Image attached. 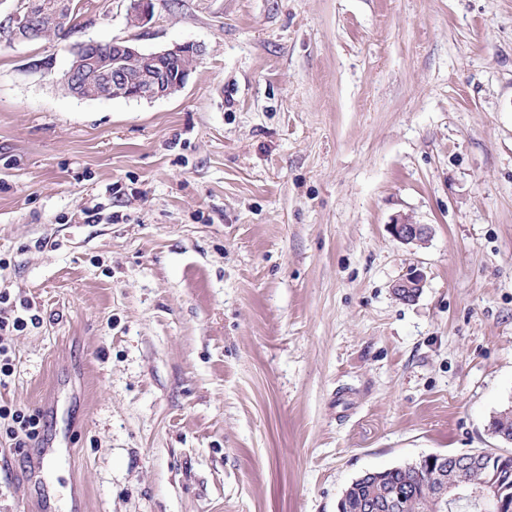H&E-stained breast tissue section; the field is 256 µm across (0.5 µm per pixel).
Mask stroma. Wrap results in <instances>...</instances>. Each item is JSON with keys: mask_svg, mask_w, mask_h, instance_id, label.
I'll return each instance as SVG.
<instances>
[{"mask_svg": "<svg viewBox=\"0 0 512 512\" xmlns=\"http://www.w3.org/2000/svg\"><path fill=\"white\" fill-rule=\"evenodd\" d=\"M155 3L14 42L0 0V289L42 317L0 404L67 450L35 476L0 439V512H337L363 472L506 451L512 0ZM115 39L203 52L167 98L60 88ZM95 45V43H80L79 48L75 50V57L73 64L67 69L60 81L65 83L69 87V94L76 97H81L80 82L82 77V52L89 46ZM388 230L392 237L403 244L425 245L432 234L427 224H417L408 217L398 219L389 224ZM424 287V274L418 268H412L393 285L394 296L404 303L413 302Z\"/></svg>", "mask_w": 512, "mask_h": 512, "instance_id": "obj_1", "label": "stroma"}]
</instances>
